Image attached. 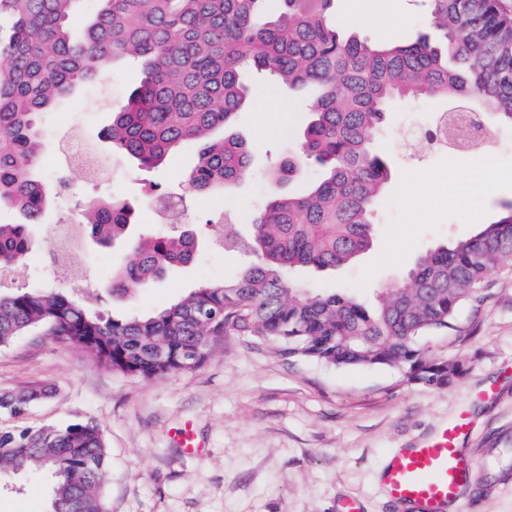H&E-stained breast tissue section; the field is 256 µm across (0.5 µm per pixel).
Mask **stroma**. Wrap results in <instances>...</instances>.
Segmentation results:
<instances>
[{"label": "stroma", "instance_id": "1", "mask_svg": "<svg viewBox=\"0 0 512 512\" xmlns=\"http://www.w3.org/2000/svg\"><path fill=\"white\" fill-rule=\"evenodd\" d=\"M336 0V23L345 34L376 42L388 0H369L370 20L348 14ZM136 81L134 63L116 59L99 81L81 86L73 103L40 119L43 179L56 197L33 230L25 262L9 285L45 288L108 309L114 316L167 307L200 284L230 279L253 262L251 220L272 185L267 174L295 152L305 121L303 106L262 75L250 74L253 104L240 112L236 129L254 144L249 178L228 194L195 196L186 224H205L224 214V244L201 243L194 261L159 281L117 297L108 285L122 263L124 246L84 248L80 260L91 281L52 275L53 227L83 212L97 198L116 194L136 210L137 232L154 230L148 199L182 191L196 161L195 144L182 145L165 167L149 169L108 151L98 139L114 109ZM274 104L268 129L259 133L260 100ZM447 103L400 102L387 114L375 147L390 165L391 180L375 214L371 248L355 262L321 273H304L309 288L337 289L371 299L404 279L427 250L473 235L493 220L501 202L512 201V128H494L480 152L414 147L407 132L435 125ZM82 133L111 172L110 180H86L62 163L67 134ZM490 158L475 167L477 158ZM422 173L419 188L413 174ZM433 357L456 365L447 387L403 380L387 366L334 367L289 359L275 342L233 332L217 342L199 367L163 378L113 372L74 344L40 332L0 348V393L48 388L47 398L25 415L0 413V432L97 422L106 438L109 466L105 491L110 512H337L346 499L360 512H406L378 480L391 452L409 448L440 425L467 414L472 429L460 440L475 454L481 489H468L453 512H512V270L490 273L478 300L464 305L453 326L421 340ZM191 426L200 452L179 448L178 432ZM50 470L0 473V512H49Z\"/></svg>", "mask_w": 512, "mask_h": 512}]
</instances>
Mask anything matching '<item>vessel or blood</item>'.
<instances>
[{
	"mask_svg": "<svg viewBox=\"0 0 512 512\" xmlns=\"http://www.w3.org/2000/svg\"><path fill=\"white\" fill-rule=\"evenodd\" d=\"M470 422L460 418L408 448L393 453L382 484L394 501L413 504L416 512H442L461 490L478 482L479 466L461 452L458 440Z\"/></svg>",
	"mask_w": 512,
	"mask_h": 512,
	"instance_id": "1",
	"label": "vessel or blood"
}]
</instances>
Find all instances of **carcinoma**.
<instances>
[{
	"label": "carcinoma",
	"mask_w": 512,
	"mask_h": 512,
	"mask_svg": "<svg viewBox=\"0 0 512 512\" xmlns=\"http://www.w3.org/2000/svg\"><path fill=\"white\" fill-rule=\"evenodd\" d=\"M84 0H0L14 19L0 39V208L20 220L0 224V275L32 247L31 226L49 206L39 178L43 141L38 117L101 76L117 57L141 61V76L104 131L112 150L159 167L188 140L201 141L187 175L198 195L229 191L251 172L253 146L232 133L249 91L241 70L265 71L287 92L317 89L298 152L271 173L273 184L314 178L306 191L274 190L252 221L256 261L230 280L207 282L151 314L116 319L72 297L43 289L0 290V348L41 331L75 343L96 363L124 375L161 378L198 367L224 334L278 343L282 355L330 366H387L408 381L444 387L455 370L420 339L447 328L488 273L512 267V201L472 236L422 255L407 278L375 303L340 292L301 289L293 269H334L368 250L373 208L390 179L372 144L395 100H476L482 126L512 125V11L503 0H426L429 26L399 44L345 38L332 19L335 0H97L73 37L70 21ZM133 212L99 202L86 236L128 250L112 294H126L191 263L197 242L186 232L130 235ZM0 395V412L29 403ZM108 451L101 427L0 432V468L49 466L51 512H108Z\"/></svg>",
	"instance_id": "carcinoma-1"
}]
</instances>
